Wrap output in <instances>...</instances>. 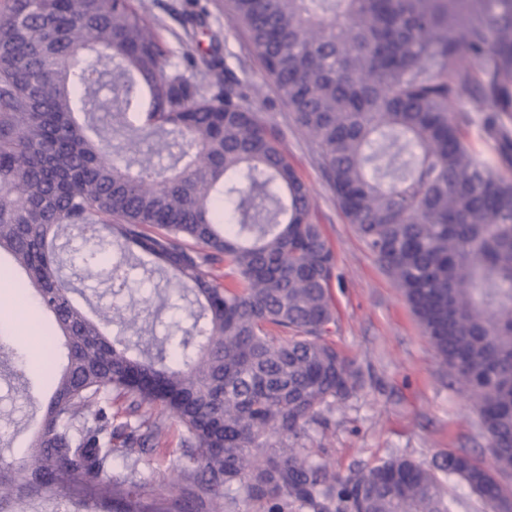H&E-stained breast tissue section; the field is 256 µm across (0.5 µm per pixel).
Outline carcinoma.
Returning a JSON list of instances; mask_svg holds the SVG:
<instances>
[{
  "instance_id": "carcinoma-1",
  "label": "carcinoma",
  "mask_w": 512,
  "mask_h": 512,
  "mask_svg": "<svg viewBox=\"0 0 512 512\" xmlns=\"http://www.w3.org/2000/svg\"><path fill=\"white\" fill-rule=\"evenodd\" d=\"M338 204L471 396L494 458L390 456L332 471L311 448L360 387L336 331L334 252L309 187L247 80L176 63L144 0H10L0 14V256L63 337L65 363L31 445L0 456V512L50 490L112 512H453L459 480L512 512V0H228ZM96 54V62L86 54ZM115 65L110 108L92 90ZM468 99L485 113L468 138ZM170 163L114 158L109 129ZM93 274L118 248L170 274L191 329L151 354L143 309L77 306L59 240ZM117 327L115 336L107 329ZM135 419L113 424L109 401ZM187 463L168 484L114 454L156 447L165 418Z\"/></svg>"
}]
</instances>
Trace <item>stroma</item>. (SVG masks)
I'll return each instance as SVG.
<instances>
[{
    "mask_svg": "<svg viewBox=\"0 0 512 512\" xmlns=\"http://www.w3.org/2000/svg\"><path fill=\"white\" fill-rule=\"evenodd\" d=\"M150 17L165 46L175 55L219 58L258 91L264 112L279 130L290 163L309 186L319 224L336 259L332 294L338 328L332 339L361 372L362 388L337 404L335 426L315 434V442L330 448L328 463L344 472L354 464L372 466L392 455L425 463L447 452H466L485 467H493L489 441L471 399L456 386L412 314L401 290L380 267L364 241L339 208L310 142L297 130L291 112L266 80L252 54L245 30L224 13V0H146ZM71 241L62 252L64 272L78 287L84 309L120 306L140 298L135 283L150 278L165 286L167 277L136 267L132 287L113 286L108 268L86 275ZM29 301L17 297L16 278L0 276V341L14 351L15 366L26 369L28 394L13 392L11 371L0 373V452L21 455L38 427L53 389L47 374L29 371L40 357V336L52 329L44 312L28 316ZM161 447L146 450L136 465L140 474L169 481L186 462L182 428L167 420Z\"/></svg>",
    "mask_w": 512,
    "mask_h": 512,
    "instance_id": "obj_1",
    "label": "stroma"
}]
</instances>
